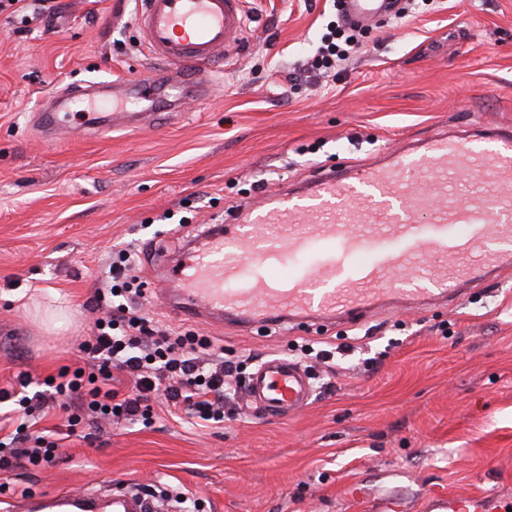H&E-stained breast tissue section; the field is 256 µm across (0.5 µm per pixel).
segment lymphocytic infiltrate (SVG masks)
<instances>
[{
    "label": "lymphocytic infiltrate",
    "mask_w": 512,
    "mask_h": 512,
    "mask_svg": "<svg viewBox=\"0 0 512 512\" xmlns=\"http://www.w3.org/2000/svg\"><path fill=\"white\" fill-rule=\"evenodd\" d=\"M358 44L344 26L328 23L327 32L311 57L312 69H344ZM138 250L127 246L112 254V261L95 292L101 315L78 349L83 366L62 369L47 391L36 390L35 379L20 374L21 396L0 391V402L15 401L18 424L14 433L0 439V466H38L54 460L61 433H75L78 426L109 416L131 424L147 421L152 396L164 395L168 405L189 404L198 421L220 425L224 402L234 391L232 371L212 341L192 332L178 333L146 317L141 311L143 288L131 275ZM126 374L125 393L112 386L114 371ZM57 404L61 431L38 430L37 416Z\"/></svg>",
    "instance_id": "obj_1"
}]
</instances>
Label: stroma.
<instances>
[{
	"label": "stroma",
	"mask_w": 512,
	"mask_h": 512,
	"mask_svg": "<svg viewBox=\"0 0 512 512\" xmlns=\"http://www.w3.org/2000/svg\"><path fill=\"white\" fill-rule=\"evenodd\" d=\"M58 2L25 24L0 14V390L81 366L98 275L110 251L138 242L161 324L209 336L247 375L272 355L310 366L308 345L335 350V366L312 365L328 385L287 421L232 400L223 427L205 428L159 398L149 424L83 425L53 462L0 469V502L125 481L187 493L202 512H346L352 485L411 502L490 485L512 497V281L347 329L193 319L159 293L165 266L240 201L462 120L512 124V0H416L401 22L368 24L334 80L304 67L337 18L333 0H246L209 101L100 141L75 114L50 145L36 120L45 97L153 68L136 0Z\"/></svg>",
	"instance_id": "obj_1"
}]
</instances>
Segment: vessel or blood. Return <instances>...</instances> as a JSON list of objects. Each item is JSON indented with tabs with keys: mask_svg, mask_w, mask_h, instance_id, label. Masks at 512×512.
Returning a JSON list of instances; mask_svg holds the SVG:
<instances>
[{
	"mask_svg": "<svg viewBox=\"0 0 512 512\" xmlns=\"http://www.w3.org/2000/svg\"><path fill=\"white\" fill-rule=\"evenodd\" d=\"M363 25L393 0H343ZM136 26L156 70L133 79L76 85L40 107L48 139L61 113L85 106L88 128L131 126L212 96L210 67L244 27L243 0H139ZM512 273V129L438 134L370 165L331 170L299 190L235 205L221 233L172 269L184 312L210 309L264 326L367 318L381 308L427 310ZM312 385L303 366L273 357L249 377L242 407L282 421L305 408ZM423 512H512L500 491H427ZM132 485L62 488L24 497L18 512H168Z\"/></svg>",
	"mask_w": 512,
	"mask_h": 512,
	"instance_id": "obj_1",
	"label": "vessel or blood"
}]
</instances>
